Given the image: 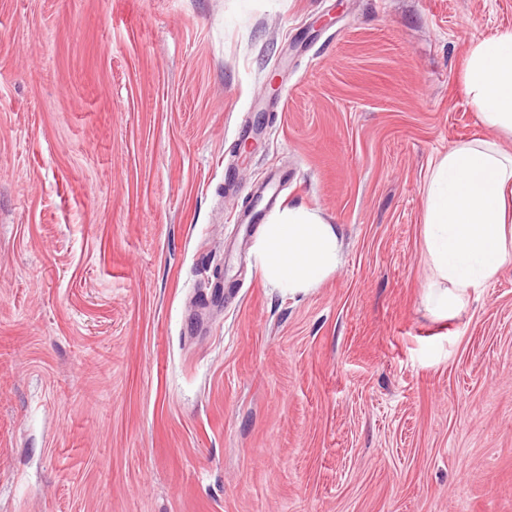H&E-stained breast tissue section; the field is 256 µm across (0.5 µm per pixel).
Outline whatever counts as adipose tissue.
I'll list each match as a JSON object with an SVG mask.
<instances>
[{"instance_id":"adipose-tissue-1","label":"adipose tissue","mask_w":512,"mask_h":512,"mask_svg":"<svg viewBox=\"0 0 512 512\" xmlns=\"http://www.w3.org/2000/svg\"><path fill=\"white\" fill-rule=\"evenodd\" d=\"M463 79L483 124L512 134V30L475 43ZM427 196L431 263L455 287L433 297L445 311L512 263V156L487 140L453 146L433 163ZM255 253L264 281L291 294L316 288L342 261L337 227L304 207L284 209L264 225Z\"/></svg>"}]
</instances>
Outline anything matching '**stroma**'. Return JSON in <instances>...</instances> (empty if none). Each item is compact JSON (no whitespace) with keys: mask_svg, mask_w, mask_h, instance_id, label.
Masks as SVG:
<instances>
[{"mask_svg":"<svg viewBox=\"0 0 512 512\" xmlns=\"http://www.w3.org/2000/svg\"><path fill=\"white\" fill-rule=\"evenodd\" d=\"M512 0H0V512H512V264L427 253ZM262 123L240 139L242 123ZM342 263L285 295L256 224ZM255 253L264 281L288 294L316 288L342 261L337 227L305 207L286 208L264 224Z\"/></svg>","mask_w":512,"mask_h":512,"instance_id":"1","label":"stroma"}]
</instances>
